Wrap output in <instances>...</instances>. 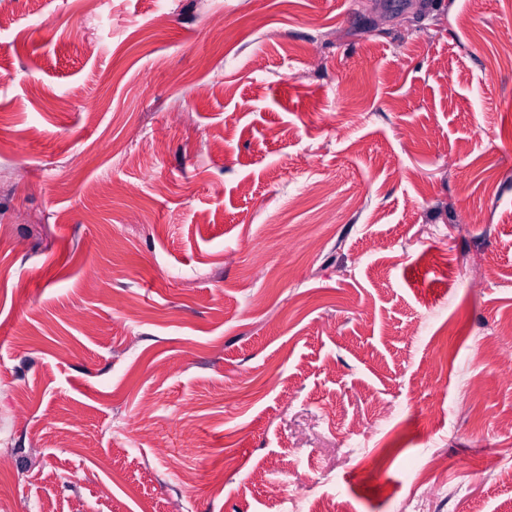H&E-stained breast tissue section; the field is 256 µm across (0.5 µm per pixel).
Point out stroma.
<instances>
[{"label":"stroma","mask_w":512,"mask_h":512,"mask_svg":"<svg viewBox=\"0 0 512 512\" xmlns=\"http://www.w3.org/2000/svg\"><path fill=\"white\" fill-rule=\"evenodd\" d=\"M37 8L0 0V512H402L434 457L431 512H512V0Z\"/></svg>","instance_id":"1"}]
</instances>
